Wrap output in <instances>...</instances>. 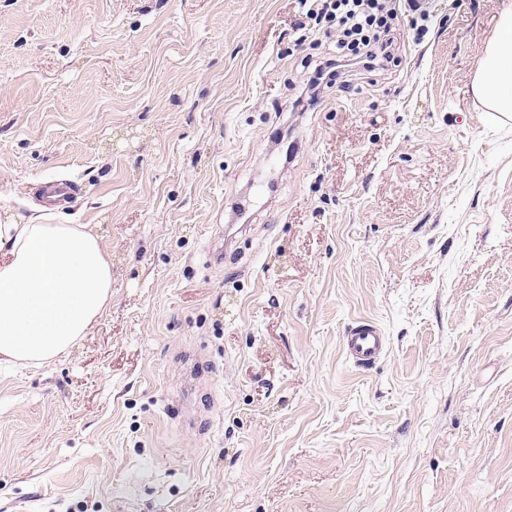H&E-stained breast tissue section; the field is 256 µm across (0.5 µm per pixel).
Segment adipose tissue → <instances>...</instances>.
<instances>
[{"mask_svg":"<svg viewBox=\"0 0 512 512\" xmlns=\"http://www.w3.org/2000/svg\"><path fill=\"white\" fill-rule=\"evenodd\" d=\"M475 96L512 115V8L476 70ZM112 301V263L88 224L0 221V363L42 366L68 353Z\"/></svg>","mask_w":512,"mask_h":512,"instance_id":"1","label":"adipose tissue"}]
</instances>
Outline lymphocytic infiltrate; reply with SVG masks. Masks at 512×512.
I'll use <instances>...</instances> for the list:
<instances>
[{"instance_id":"1","label":"lymphocytic infiltrate","mask_w":512,"mask_h":512,"mask_svg":"<svg viewBox=\"0 0 512 512\" xmlns=\"http://www.w3.org/2000/svg\"><path fill=\"white\" fill-rule=\"evenodd\" d=\"M305 18L296 30L322 31L332 47L313 61L302 81L293 106L307 110L317 104L325 89L349 88L350 69L383 72L399 61L398 18L400 11L417 14L429 22L432 11L425 0H305Z\"/></svg>"}]
</instances>
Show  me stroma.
<instances>
[{"label": "stroma", "instance_id": "35a3bbf8", "mask_svg": "<svg viewBox=\"0 0 512 512\" xmlns=\"http://www.w3.org/2000/svg\"><path fill=\"white\" fill-rule=\"evenodd\" d=\"M508 6L403 15L294 112L299 0H0V220L112 256L76 347L0 367V512H512V119L471 91ZM40 189L42 198L47 203L46 208L53 210L54 207H63L71 203L78 191V186L68 179H54L41 183ZM342 344L349 361L369 369L386 354L388 337L375 322L358 320L345 328Z\"/></svg>", "mask_w": 512, "mask_h": 512}]
</instances>
